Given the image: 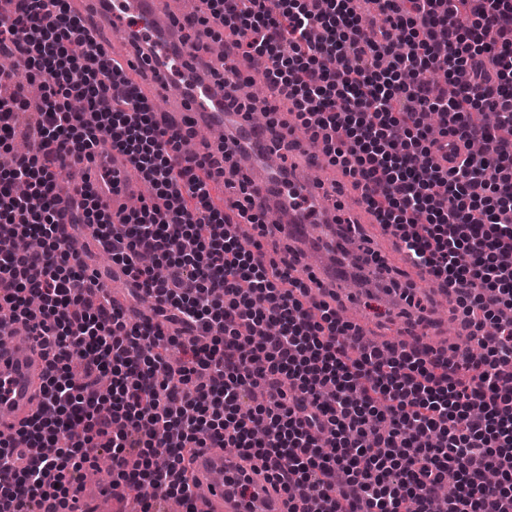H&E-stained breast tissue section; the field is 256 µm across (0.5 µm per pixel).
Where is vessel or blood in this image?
Instances as JSON below:
<instances>
[{
    "mask_svg": "<svg viewBox=\"0 0 512 512\" xmlns=\"http://www.w3.org/2000/svg\"><path fill=\"white\" fill-rule=\"evenodd\" d=\"M69 5L75 15L119 34L126 50L141 60L134 78L142 96L168 92L169 110L158 118L162 129L182 133L202 127L210 144H228L247 157L246 176L255 209L277 216L272 238L307 242L319 229L335 230V218L323 204L325 187L304 175L277 185L282 129L224 106L225 97L234 94L237 85L258 79L257 65L239 66L236 84L226 85L213 78L209 63L194 58L185 43L184 28L207 12L206 0H69ZM128 169L125 157L106 143L91 170V180L116 221L126 213L135 191L125 180ZM310 263L317 282L335 279L334 253L315 252ZM4 329L10 337L0 346V431L13 434L37 408L46 365L30 339L13 337L12 324ZM190 471L200 491L192 501L196 512H288L284 494L239 456L201 448ZM245 480L250 486L244 491L240 484Z\"/></svg>",
    "mask_w": 512,
    "mask_h": 512,
    "instance_id": "vessel-or-blood-1",
    "label": "vessel or blood"
}]
</instances>
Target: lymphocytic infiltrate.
<instances>
[{
  "label": "lymphocytic infiltrate",
  "mask_w": 512,
  "mask_h": 512,
  "mask_svg": "<svg viewBox=\"0 0 512 512\" xmlns=\"http://www.w3.org/2000/svg\"><path fill=\"white\" fill-rule=\"evenodd\" d=\"M209 2L201 35L224 27L239 54L268 62L265 99L225 106L276 126L288 100L413 265L454 295L480 350L356 347V327L311 299L301 251H264L270 226L229 148L182 154L68 0H0V56L17 61L0 69V222L42 242L21 252L0 238V312L47 361L41 411L0 440L10 512H70L72 483L102 454L142 512L189 503L198 448L261 461L289 512H427L436 499L441 512H512V0H407L371 27L354 0ZM438 68L448 87L428 80ZM75 100L95 126L76 124ZM488 107L497 124L471 122ZM107 138L158 196L119 225L88 181L58 194L59 149L80 163ZM476 140L488 156L471 153ZM459 145L444 170L439 152ZM218 183L238 190L235 214L214 205ZM236 216L255 225L252 248L230 232ZM89 225L129 298H154L152 317L129 322L71 251Z\"/></svg>",
  "instance_id": "f902f5d3"
}]
</instances>
